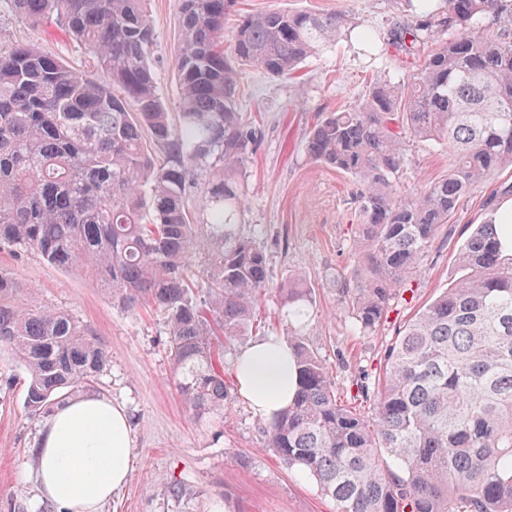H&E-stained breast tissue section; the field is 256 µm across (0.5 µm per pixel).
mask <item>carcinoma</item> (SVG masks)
<instances>
[{"mask_svg":"<svg viewBox=\"0 0 512 512\" xmlns=\"http://www.w3.org/2000/svg\"><path fill=\"white\" fill-rule=\"evenodd\" d=\"M234 0H178L179 112L159 93L147 0H10L96 58L83 73L34 46L0 41V249L20 247L91 273L124 308L166 322L175 385L198 423L224 418L234 388L220 339L247 334L268 290L266 253L241 233L243 169L261 131L238 109V64L294 74L339 37L342 15L268 10L238 21ZM391 33L419 61L402 83L379 76L360 105L329 112L303 144L350 176L359 224L352 275L332 277L351 329L376 330L461 200L512 167V0H415ZM446 142L448 174L396 194L404 139ZM201 196V217L189 202ZM206 247L200 267L190 258ZM460 277L419 307L386 348L372 386L336 395L306 341L312 288H277L294 335L298 384L263 424L268 447L315 482L336 512H512V256L495 225H476ZM0 344L30 375L33 418L92 386L104 345L69 314L39 304L0 269ZM370 400L371 418L355 402Z\"/></svg>","mask_w":512,"mask_h":512,"instance_id":"carcinoma-1","label":"carcinoma"}]
</instances>
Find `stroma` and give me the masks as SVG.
I'll return each mask as SVG.
<instances>
[{"instance_id": "1", "label": "stroma", "mask_w": 512, "mask_h": 512, "mask_svg": "<svg viewBox=\"0 0 512 512\" xmlns=\"http://www.w3.org/2000/svg\"><path fill=\"white\" fill-rule=\"evenodd\" d=\"M147 9L157 36V82L168 110L174 112L177 2L148 0ZM271 9L338 13L346 24L334 48L308 59L291 76L240 69L238 106L261 129L259 148L245 168L241 231L266 252L272 289L247 335L224 343V373L232 375L236 355L250 340L287 338L288 322L274 288L288 277L303 275L313 290L312 322L305 338L324 355L336 392L346 400L357 381L378 373L400 326L459 277L456 255L466 232L479 223L495 189L512 183V170L502 171L462 199L417 267L413 297L395 303L373 333H354L327 277L352 270L349 241L358 221L353 198L360 186L308 161L302 143L319 114L358 105L373 76L396 82L415 70V61L395 53L389 42L391 32L410 20L412 12L405 0H235L224 30L232 32L240 16ZM364 29L377 32L375 48L358 40ZM1 37L52 53L75 70L95 69L93 56L63 32L51 25H30L4 5ZM405 155L402 195H414L448 172L447 144L409 137ZM0 269L10 272L19 287L32 289L42 304L87 325L109 351L96 392L124 406L135 460L128 482L101 512H336L335 503L321 495L312 480L288 470L268 448L243 398L234 399L222 425H202L192 418L174 385L160 313L146 305L123 308L87 272L52 266L20 248L0 250ZM28 384L24 366L0 344V512H54L26 475L35 464L38 427L25 404Z\"/></svg>"}]
</instances>
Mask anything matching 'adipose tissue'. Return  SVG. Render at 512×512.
Segmentation results:
<instances>
[{
    "mask_svg": "<svg viewBox=\"0 0 512 512\" xmlns=\"http://www.w3.org/2000/svg\"><path fill=\"white\" fill-rule=\"evenodd\" d=\"M234 371L253 415L273 419L295 392L298 372L285 341L263 337L246 345ZM33 475L56 512H100L133 466V436L125 408L96 394L56 404L38 428Z\"/></svg>",
    "mask_w": 512,
    "mask_h": 512,
    "instance_id": "adipose-tissue-1",
    "label": "adipose tissue"
}]
</instances>
